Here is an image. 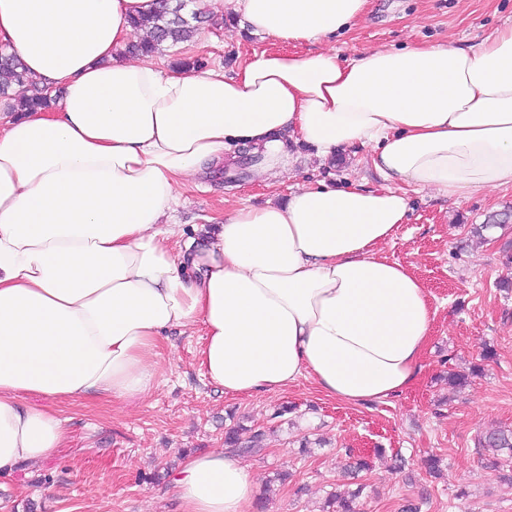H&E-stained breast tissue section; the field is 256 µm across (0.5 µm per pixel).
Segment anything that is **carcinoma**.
Wrapping results in <instances>:
<instances>
[{
	"label": "carcinoma",
	"mask_w": 512,
	"mask_h": 512,
	"mask_svg": "<svg viewBox=\"0 0 512 512\" xmlns=\"http://www.w3.org/2000/svg\"><path fill=\"white\" fill-rule=\"evenodd\" d=\"M188 2L190 0H160L155 13L133 19L132 25L148 30V36L129 45L126 53L136 56L153 54L166 43L176 45L191 40L200 25L208 22V16L196 10L191 11L188 16L185 15ZM19 84L29 85L31 94L19 101L13 111L23 113L51 109L54 98L28 76L20 59L14 54L0 52V95H8L11 87ZM264 441L265 432L262 430L253 431L245 441L241 440L235 429L226 432L224 436V444L243 455L260 452L264 448ZM478 444L480 448L492 451L490 464L494 467L502 466V457L512 458V431L489 432L479 438ZM363 491L364 485L358 483L355 489L345 494L332 493L327 501V508L334 509V512H360Z\"/></svg>",
	"instance_id": "carcinoma-1"
}]
</instances>
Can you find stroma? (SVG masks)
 Instances as JSON below:
<instances>
[{"label":"stroma","instance_id":"35a3bbf8","mask_svg":"<svg viewBox=\"0 0 512 512\" xmlns=\"http://www.w3.org/2000/svg\"><path fill=\"white\" fill-rule=\"evenodd\" d=\"M213 19L190 41L162 48L163 67L202 57L229 71L252 53L283 47L245 27L234 0H224ZM507 22L512 0H369L354 27L320 46L344 57L379 46H468ZM293 157L291 177L273 183L252 173L228 184L223 167L211 166L177 186L182 241L202 245L226 211L265 205L304 183L383 184L365 148L324 160L299 143ZM494 215L505 224L476 237L474 227ZM381 252L411 267L435 313L422 370L408 390L354 405L325 397L303 378L284 390L227 394L201 374L202 328L173 331L147 397L59 405L66 447L1 475L0 512H174L171 473L185 456L222 448L225 431L239 424L267 433L264 451L248 462L268 512H320L349 451L372 461L360 475L361 512H399L405 498L418 495L426 499L422 512H512V488L501 470L486 467L477 446L487 430H512V292L499 286L512 280V189L481 190L455 206L431 192L412 193L405 223ZM487 347L495 357L484 362ZM477 363L484 371L470 385L446 384L449 370ZM430 454L442 460L440 476L422 466Z\"/></svg>","mask_w":512,"mask_h":512}]
</instances>
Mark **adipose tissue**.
<instances>
[{
  "instance_id": "obj_1",
  "label": "adipose tissue",
  "mask_w": 512,
  "mask_h": 512,
  "mask_svg": "<svg viewBox=\"0 0 512 512\" xmlns=\"http://www.w3.org/2000/svg\"><path fill=\"white\" fill-rule=\"evenodd\" d=\"M368 0H235L258 34L293 44L350 28ZM155 0H0V45L54 109L0 102V473L63 448L56 402L151 392L162 334L203 327L201 371L229 394L309 377L329 398L382 402L422 369L434 314L421 281L381 257L410 192L460 203L512 187V26L480 42L253 54L164 70L117 58ZM327 159L372 151L381 188L298 185L241 204L202 248H170L178 185L252 147L266 180L290 143ZM46 398L43 406L26 404ZM236 454L185 457L179 512H252Z\"/></svg>"
}]
</instances>
